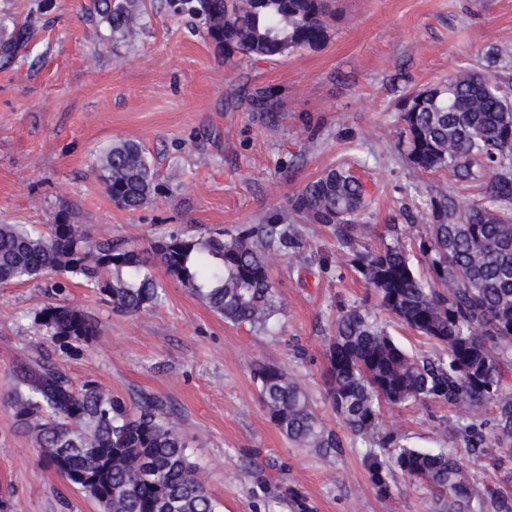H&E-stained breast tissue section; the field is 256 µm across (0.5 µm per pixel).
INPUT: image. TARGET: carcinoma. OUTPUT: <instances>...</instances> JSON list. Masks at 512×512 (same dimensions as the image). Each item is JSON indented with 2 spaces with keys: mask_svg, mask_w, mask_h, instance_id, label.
<instances>
[{
  "mask_svg": "<svg viewBox=\"0 0 512 512\" xmlns=\"http://www.w3.org/2000/svg\"><path fill=\"white\" fill-rule=\"evenodd\" d=\"M202 18L216 47L234 56L276 60L323 44L333 0H180ZM144 0H89L85 9L115 40L141 28ZM35 35L28 21L0 16V67L15 63ZM399 150L422 174L443 171L478 198L466 207L440 190L403 216L421 220L418 255L385 225L392 243L358 249L362 215L371 204L361 162L329 167L288 197V207L262 224L229 234L176 232L137 249L101 238L83 224H0V284L53 274L50 288L77 280L112 311L137 315L167 302V277L233 325L266 333L282 308L270 275L273 254L305 258L296 220L320 224L349 256L377 306L440 349L437 358L409 353L362 306L337 311L326 348V401L351 434L369 445L365 463L377 489L389 491L399 471L429 486L442 512H512V493L478 481L466 459L490 457L512 481V84L463 66L448 81L412 91L400 104ZM95 173L112 201L135 211L158 190L144 148L121 141L98 157ZM34 320L71 358L97 336L101 323L78 308L48 303ZM261 405L290 441L338 451L296 378L276 364L252 369ZM8 402L18 427L34 437L38 461L95 501L100 512H219L191 460L179 416L155 394L133 404L94 381L75 387L49 362L16 375ZM443 404L462 412L458 447L437 453L409 447L381 422L385 405ZM464 452H458V449Z\"/></svg>",
  "mask_w": 512,
  "mask_h": 512,
  "instance_id": "carcinoma-1",
  "label": "carcinoma"
}]
</instances>
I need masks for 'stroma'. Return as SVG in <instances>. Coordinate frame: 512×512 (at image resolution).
I'll use <instances>...</instances> for the list:
<instances>
[{
  "mask_svg": "<svg viewBox=\"0 0 512 512\" xmlns=\"http://www.w3.org/2000/svg\"><path fill=\"white\" fill-rule=\"evenodd\" d=\"M325 43L277 60L225 64L199 20L167 0H146L139 35L105 39L83 0H0V15L34 20L27 56L0 67V224L35 229L87 225L139 248L168 231L229 232L284 209L289 196L331 164L365 162L374 198L361 245H382L385 225L440 188L397 143L399 101L443 82L488 48L490 73L512 80V0H336ZM269 92L270 118L249 97ZM138 142L158 171L155 201L116 207L92 170L97 154ZM307 262L271 265L284 310L270 332L232 325L180 284L166 305L125 316L93 289L71 283L65 299L102 323L77 358H58L74 384L91 380L131 401L163 397L181 417L191 458L222 512H291L288 489L314 512H437L436 499L402 473L380 494L365 466L368 444L348 433L324 400V344L341 306L367 290L319 225H302ZM49 300L45 283L0 285V494L8 512H98L53 469L39 465L34 439L16 424L7 395L13 374L40 356L58 357L34 321ZM257 363L285 366L308 392L341 452L289 441L263 411L251 376ZM387 427L423 450L448 447L456 411L438 404L383 408Z\"/></svg>",
  "mask_w": 512,
  "mask_h": 512,
  "instance_id": "1",
  "label": "stroma"
}]
</instances>
